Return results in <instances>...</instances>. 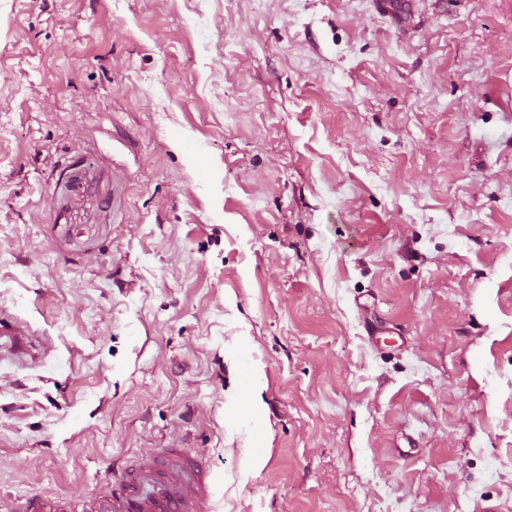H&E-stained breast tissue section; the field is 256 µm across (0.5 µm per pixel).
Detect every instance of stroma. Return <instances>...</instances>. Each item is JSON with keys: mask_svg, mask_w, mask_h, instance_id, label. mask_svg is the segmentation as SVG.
<instances>
[{"mask_svg": "<svg viewBox=\"0 0 512 512\" xmlns=\"http://www.w3.org/2000/svg\"><path fill=\"white\" fill-rule=\"evenodd\" d=\"M0 312V512H512V0H0ZM28 333L25 327L17 322H6L5 317L0 314V338L8 337V343L13 347L16 355L24 353L27 345ZM212 476L183 448H163L158 460L106 475L85 512H210ZM71 504L65 498L31 495L21 503L19 512H73Z\"/></svg>", "mask_w": 512, "mask_h": 512, "instance_id": "obj_1", "label": "stroma"}]
</instances>
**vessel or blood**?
<instances>
[{"mask_svg":"<svg viewBox=\"0 0 512 512\" xmlns=\"http://www.w3.org/2000/svg\"><path fill=\"white\" fill-rule=\"evenodd\" d=\"M28 333L0 315V338L15 354H23ZM212 477L183 448L162 449L159 460L106 475L104 491L92 494L86 512H210ZM68 499L32 495L19 512H72Z\"/></svg>","mask_w":512,"mask_h":512,"instance_id":"obj_1","label":"vessel or blood"}]
</instances>
